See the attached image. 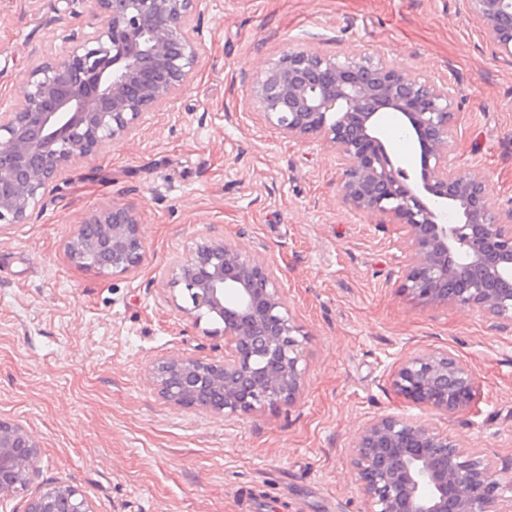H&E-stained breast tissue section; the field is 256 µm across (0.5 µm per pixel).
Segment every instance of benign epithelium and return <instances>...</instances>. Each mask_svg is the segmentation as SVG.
Masks as SVG:
<instances>
[{"label":"benign epithelium","mask_w":512,"mask_h":512,"mask_svg":"<svg viewBox=\"0 0 512 512\" xmlns=\"http://www.w3.org/2000/svg\"><path fill=\"white\" fill-rule=\"evenodd\" d=\"M497 58L512 61V0H462ZM94 31L38 65L19 106L0 113V230L25 224L70 161L129 137L199 66L188 33L191 0H91ZM265 121L296 139H321L339 166L338 198L399 224L402 291L432 307L479 310L512 328V205L492 198L485 177L450 149L458 126L449 82L368 56L340 61L289 48L251 85ZM395 112L419 145L421 175L410 180L380 138L381 111ZM72 262L103 275L136 269L145 251L140 219L127 205L90 214L71 233ZM183 312L224 316V360L176 355L151 367L175 406L226 418L291 405L306 382L305 332L287 309L268 262L222 237L197 243L171 269ZM389 385L438 414L472 407L477 377L446 352L403 359ZM39 444L19 423L0 421V500L24 491ZM366 512H512V470L430 424L399 415L363 423L349 449ZM26 512H93L73 486H44Z\"/></svg>","instance_id":"obj_1"}]
</instances>
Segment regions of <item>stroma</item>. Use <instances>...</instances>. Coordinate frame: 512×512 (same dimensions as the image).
<instances>
[{
	"label": "stroma",
	"mask_w": 512,
	"mask_h": 512,
	"mask_svg": "<svg viewBox=\"0 0 512 512\" xmlns=\"http://www.w3.org/2000/svg\"><path fill=\"white\" fill-rule=\"evenodd\" d=\"M89 0H0V113L26 74L91 32ZM194 76L134 136L69 163L28 223L0 235V420L40 445L34 486L64 482L94 512H365L348 464L363 422L427 420L512 466V331L477 310L417 304L398 277L396 224L337 196L334 153L268 125L251 80L289 48L369 55L457 88L452 150L512 203V62L459 0H193ZM380 134L411 178L419 151L393 113ZM137 209L140 267L101 275L65 242L95 210ZM273 263L306 334L302 396L228 421L163 399L148 371L171 355L224 357V327L182 311L174 260L214 234ZM446 350L478 381L471 410L396 395L405 356Z\"/></svg>",
	"instance_id": "1"
}]
</instances>
